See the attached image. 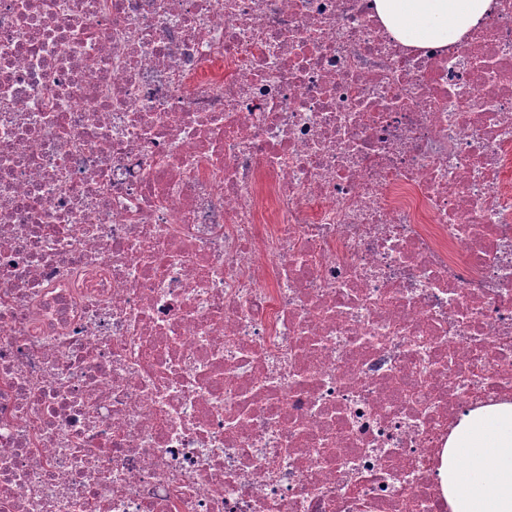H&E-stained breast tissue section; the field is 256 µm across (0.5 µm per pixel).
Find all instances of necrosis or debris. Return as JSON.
<instances>
[{
	"instance_id": "obj_1",
	"label": "necrosis or debris",
	"mask_w": 512,
	"mask_h": 512,
	"mask_svg": "<svg viewBox=\"0 0 512 512\" xmlns=\"http://www.w3.org/2000/svg\"><path fill=\"white\" fill-rule=\"evenodd\" d=\"M0 0V512H448L512 398V0ZM492 0H373L389 33L409 46L446 47L477 26Z\"/></svg>"
}]
</instances>
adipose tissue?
<instances>
[{"label": "adipose tissue", "instance_id": "adipose-tissue-1", "mask_svg": "<svg viewBox=\"0 0 512 512\" xmlns=\"http://www.w3.org/2000/svg\"><path fill=\"white\" fill-rule=\"evenodd\" d=\"M492 0H373L389 33L409 46L445 47L477 26ZM451 512H512V402L462 415L441 454Z\"/></svg>", "mask_w": 512, "mask_h": 512}]
</instances>
